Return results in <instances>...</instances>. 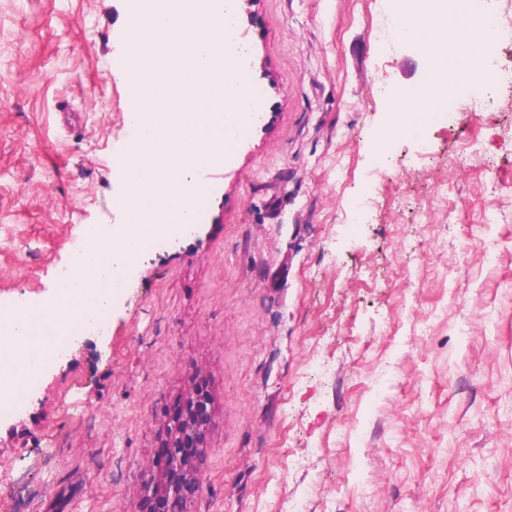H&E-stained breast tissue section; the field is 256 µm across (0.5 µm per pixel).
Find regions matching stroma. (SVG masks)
Returning a JSON list of instances; mask_svg holds the SVG:
<instances>
[{
  "label": "stroma",
  "mask_w": 512,
  "mask_h": 512,
  "mask_svg": "<svg viewBox=\"0 0 512 512\" xmlns=\"http://www.w3.org/2000/svg\"><path fill=\"white\" fill-rule=\"evenodd\" d=\"M396 10L240 0L259 116L204 172L195 232L138 255L110 333L0 416L26 442L0 447V512H140L199 378L187 512H512V91L456 86L454 127L375 156L429 70ZM122 26L121 0H0V305H42L74 241L125 220Z\"/></svg>",
  "instance_id": "stroma-1"
}]
</instances>
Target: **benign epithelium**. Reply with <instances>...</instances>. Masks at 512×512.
Here are the masks:
<instances>
[{"instance_id":"obj_1","label":"benign epithelium","mask_w":512,"mask_h":512,"mask_svg":"<svg viewBox=\"0 0 512 512\" xmlns=\"http://www.w3.org/2000/svg\"><path fill=\"white\" fill-rule=\"evenodd\" d=\"M209 417L208 398L199 383L184 397L182 415L171 428L172 440L151 463L162 473V479L144 486L140 512H183L185 501L201 485L202 448Z\"/></svg>"}]
</instances>
